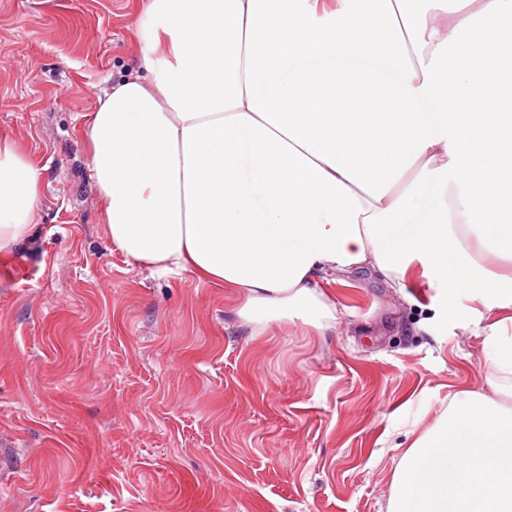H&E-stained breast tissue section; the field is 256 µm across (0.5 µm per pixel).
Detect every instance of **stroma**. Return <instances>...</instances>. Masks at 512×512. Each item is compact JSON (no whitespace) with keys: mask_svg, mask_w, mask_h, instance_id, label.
Instances as JSON below:
<instances>
[{"mask_svg":"<svg viewBox=\"0 0 512 512\" xmlns=\"http://www.w3.org/2000/svg\"><path fill=\"white\" fill-rule=\"evenodd\" d=\"M147 3L0 0V136L41 170L0 263V512H386L405 448L491 374L485 308L430 309L417 273L398 307L362 270L336 331L258 330L236 289L113 250L84 130Z\"/></svg>","mask_w":512,"mask_h":512,"instance_id":"obj_1","label":"stroma"}]
</instances>
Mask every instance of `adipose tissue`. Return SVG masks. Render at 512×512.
Listing matches in <instances>:
<instances>
[{
  "label": "adipose tissue",
  "instance_id": "adipose-tissue-1",
  "mask_svg": "<svg viewBox=\"0 0 512 512\" xmlns=\"http://www.w3.org/2000/svg\"><path fill=\"white\" fill-rule=\"evenodd\" d=\"M138 37L87 128L114 250L237 289L258 329L335 330L326 286L362 268L512 306V0H150ZM40 177L1 136L0 256ZM488 336L495 380L406 448L387 512H512V336Z\"/></svg>",
  "mask_w": 512,
  "mask_h": 512
}]
</instances>
